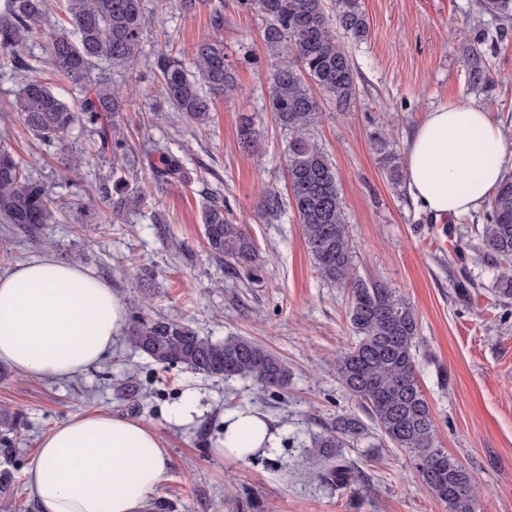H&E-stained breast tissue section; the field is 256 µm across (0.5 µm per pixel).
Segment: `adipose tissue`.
Returning a JSON list of instances; mask_svg holds the SVG:
<instances>
[{
    "instance_id": "adipose-tissue-1",
    "label": "adipose tissue",
    "mask_w": 512,
    "mask_h": 512,
    "mask_svg": "<svg viewBox=\"0 0 512 512\" xmlns=\"http://www.w3.org/2000/svg\"><path fill=\"white\" fill-rule=\"evenodd\" d=\"M504 136L487 109L447 102L429 111L405 152V180L435 217L481 206L504 178ZM125 305L111 286L76 262L43 257L0 274V363L40 378L78 376L125 336ZM264 413L225 412L218 458L248 461L274 447ZM163 435L119 414L80 413L48 432L26 470L39 512H154L168 470Z\"/></svg>"
}]
</instances>
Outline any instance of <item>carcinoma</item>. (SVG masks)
I'll return each instance as SVG.
<instances>
[{
	"label": "carcinoma",
	"mask_w": 512,
	"mask_h": 512,
	"mask_svg": "<svg viewBox=\"0 0 512 512\" xmlns=\"http://www.w3.org/2000/svg\"><path fill=\"white\" fill-rule=\"evenodd\" d=\"M263 18L262 39L275 60L270 76L268 108L278 126L288 133L286 178L291 191L284 200L275 190L263 196L261 215L267 222L293 212L318 276L347 290V319L356 337L336 360L339 380L355 399L367 407L382 442L410 453L426 491L447 512H481L476 477L437 447L436 426L417 373L419 323L415 310L382 280L356 273L355 255L339 177L323 146L312 135L319 118V105L311 87H316L337 109L350 108L357 89L352 61L336 39V29L349 38L369 37L370 24L361 0H238ZM181 13L200 9L210 12L216 35L199 40L189 51V61L167 52L147 61L146 71L156 82L158 97L180 116L200 125L211 117L212 100L235 88L236 76L226 62L224 0H167ZM482 12L512 20V0H480ZM48 0H4L0 10V50L13 54L21 88L10 104L18 122L44 145L56 149L60 172H76L78 159L66 140L73 126L85 116L93 121L109 114L108 128L96 130L97 139L111 142L112 156L119 160L128 150L119 123L126 92L113 85L112 66H138L145 0H65L67 24L51 29L47 53L80 96L74 109L46 87L24 60L22 53L34 33L47 24ZM468 82L474 87L489 82L483 51L466 49ZM260 133L252 121L241 120L238 139L247 150L259 146ZM380 164L388 180L402 183L403 167L398 155L381 137ZM151 173L159 182H185L187 171L179 157L156 150ZM105 210L100 219L115 224L127 211L140 208L141 193L129 188L112 167L99 180ZM61 209L51 189L25 172L20 161L0 144V219L6 224L37 226L55 222ZM487 224L481 241L487 255L495 258L498 293L512 296V175L487 201ZM204 235L212 256L227 270L244 274L249 281L261 277L263 259L246 228L234 223L224 199L212 196L201 213ZM157 273L150 264L140 265L131 285L148 296ZM131 345L164 367L181 366L193 374L231 379L249 378L263 390L288 387L291 372L286 361L244 336L214 340L201 336L177 317L151 318L134 311L128 325ZM371 438L368 426L346 414L313 440L317 455L328 460L339 449ZM331 485L346 486L358 480L348 465L331 464L320 472Z\"/></svg>",
	"instance_id": "1"
}]
</instances>
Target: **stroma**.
I'll return each mask as SVG.
<instances>
[{"label":"stroma","instance_id":"35a3bbf8","mask_svg":"<svg viewBox=\"0 0 512 512\" xmlns=\"http://www.w3.org/2000/svg\"><path fill=\"white\" fill-rule=\"evenodd\" d=\"M479 0H362L370 23L367 40L338 39L354 66L357 96L345 111L320 100L314 135L340 175L360 275L381 279L403 295L419 321L418 374L436 425V445L476 477L482 512H512V299L498 295L497 271L483 251L486 210L434 220L413 202L406 186H394L378 163L371 134L383 127L390 149L405 144L425 112L450 101L491 111L505 134L504 166L512 173V21L483 13ZM257 11L224 0V52L236 89L217 97L208 125L194 124L171 108L154 109L130 73L114 68L115 84L127 87L124 133L129 144L122 174L143 191L142 212L122 224H89L82 212L58 214L34 231L0 224V271L41 256L76 254L108 282L127 311L185 320L199 335L245 336L287 361L286 389L263 390L251 380H222L178 367L162 368L121 339L101 363L70 379H44L8 371L0 377V408L20 428L0 434V472L11 486L0 495V512H38L25 470L44 434L77 413L122 414L154 425L170 457L155 491L156 512H445L424 489L412 459L382 445L342 449L361 481L338 489L322 482L310 455L314 436L339 414L367 419L336 374L337 355L350 346L348 296L317 275L294 212L266 223L260 214L265 190L287 193L288 137L268 108L271 60ZM210 13L167 12L144 31L146 57L166 50L187 55L211 35ZM482 36L491 82L468 83L465 49ZM47 34L37 32L27 53L40 79L64 100L73 94L51 65ZM20 89L12 55L0 51V133L15 158L35 162L57 199L81 195L99 205V178L110 155L86 157L74 176L60 173L48 147L9 110ZM261 132L259 149L238 143L240 117ZM178 156L191 180L155 181L148 159L154 145ZM223 196L265 258L260 280L228 273L211 256L201 210L209 194ZM156 224H149L148 215ZM155 265L159 276L150 299L130 284L136 266ZM135 373L143 397L123 400L118 385ZM194 391L200 416L187 426L166 419L168 408ZM252 407L277 430L273 452L241 462L218 459L213 442L227 407Z\"/></svg>","mask_w":512,"mask_h":512}]
</instances>
